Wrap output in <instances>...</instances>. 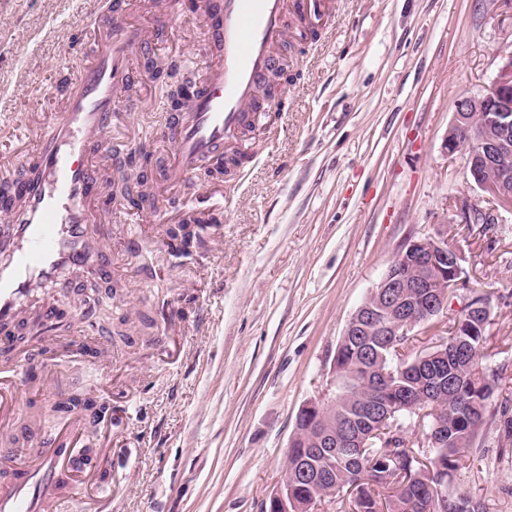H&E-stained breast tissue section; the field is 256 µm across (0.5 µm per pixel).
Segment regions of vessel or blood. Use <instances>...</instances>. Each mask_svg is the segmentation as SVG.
I'll return each instance as SVG.
<instances>
[{"instance_id":"b4317fda","label":"vessel or blood","mask_w":512,"mask_h":512,"mask_svg":"<svg viewBox=\"0 0 512 512\" xmlns=\"http://www.w3.org/2000/svg\"><path fill=\"white\" fill-rule=\"evenodd\" d=\"M286 0H221L220 28L208 29L219 63L188 108L176 113L166 130L177 164L169 177L224 161V146L249 122L256 90L274 66L271 51L284 41ZM107 33L94 44L76 89L62 114L22 163L17 184L21 204L0 203V323L19 322L34 292L51 287L68 270L103 271L111 225L99 218L103 172L91 164L111 150L116 94L127 81L126 57L133 46L121 10L100 21ZM18 406L10 378L0 377V424ZM44 457L8 468L0 482V512H71L78 493L70 480L84 463L68 440L46 432Z\"/></svg>"}]
</instances>
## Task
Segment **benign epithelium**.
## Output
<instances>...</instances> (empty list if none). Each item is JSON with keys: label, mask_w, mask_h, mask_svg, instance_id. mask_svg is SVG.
Listing matches in <instances>:
<instances>
[{"label": "benign epithelium", "mask_w": 512, "mask_h": 512, "mask_svg": "<svg viewBox=\"0 0 512 512\" xmlns=\"http://www.w3.org/2000/svg\"><path fill=\"white\" fill-rule=\"evenodd\" d=\"M444 149L450 158L465 155L470 180L500 205L512 210V56L483 94L458 99ZM461 210L466 224H485L493 219L491 213L476 205L464 204ZM463 260L462 253L448 245L446 228L433 236L408 241L395 255L384 276L348 320L332 362L328 388L302 406L297 420L313 426L335 406L344 371L357 370L354 364L344 363L341 356L347 345L354 346L365 358L376 360L378 377L370 389L371 398L342 438L321 431L313 436L314 447L305 449L306 462L322 455L323 449L338 444L343 445L342 453L351 461L356 459L358 449L372 447L377 439L384 448H396L400 433L393 430L385 436L365 429V423L404 408L408 400L425 402L429 392L446 390L444 379L428 373L411 391L397 394L390 386L392 371L382 368L380 349L389 347L387 341L392 337L414 336L416 328L447 312L448 304L455 300L465 312L453 323L451 339L438 343L436 351L424 358L425 362L447 357L448 347H460L467 337L491 325L490 302L484 300L473 305L468 295L460 292L465 286ZM424 425L428 426L429 446L436 447L447 440L448 422L435 417L426 423L418 418V426ZM397 466L396 457L391 455L389 462L372 471L366 480L370 483L390 480ZM270 503L278 512H297V502L286 482L279 484Z\"/></svg>", "instance_id": "benign-epithelium-1"}]
</instances>
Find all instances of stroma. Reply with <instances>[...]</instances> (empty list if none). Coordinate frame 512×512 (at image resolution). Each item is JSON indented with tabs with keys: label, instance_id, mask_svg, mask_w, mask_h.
Masks as SVG:
<instances>
[{
	"label": "stroma",
	"instance_id": "stroma-1",
	"mask_svg": "<svg viewBox=\"0 0 512 512\" xmlns=\"http://www.w3.org/2000/svg\"><path fill=\"white\" fill-rule=\"evenodd\" d=\"M333 27L292 30L277 49L293 79L260 100L245 178L209 186L175 163L172 112L145 62L177 65L173 83L202 82L199 0H0V157L21 162L61 115L97 20L121 4L141 43L118 97L106 175L135 155L152 187L133 205L104 193L112 223L113 319L127 338L84 324L78 356L47 342L20 408L0 428L12 464L41 453L37 431L75 432L102 467L79 485L85 512H263L281 482L300 408L329 382L351 314L409 240L447 229L468 287L489 295L483 362L495 397L468 465L448 487L483 512H512V211L471 182L464 155L442 149L460 96L481 95L512 56V0H331ZM495 223L461 225L460 201ZM192 210L214 220L183 252L168 236ZM136 247H129V240ZM112 404L96 436L47 414L60 394Z\"/></svg>",
	"mask_w": 512,
	"mask_h": 512
}]
</instances>
